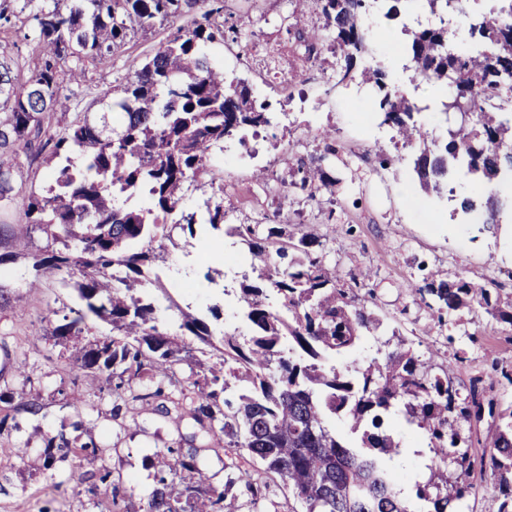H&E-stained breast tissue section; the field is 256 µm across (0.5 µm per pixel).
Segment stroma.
Instances as JSON below:
<instances>
[{
  "label": "stroma",
  "instance_id": "stroma-1",
  "mask_svg": "<svg viewBox=\"0 0 512 512\" xmlns=\"http://www.w3.org/2000/svg\"><path fill=\"white\" fill-rule=\"evenodd\" d=\"M222 5L225 25L250 33L246 46L220 50L226 74L247 80L253 96L269 102L279 118L274 137L253 140V153L232 140L225 142L223 158L212 160L213 182L224 189L225 225L267 217L289 233L303 228L326 235L323 259L340 268L341 287L351 289L357 302L382 320L385 331H397L416 355L432 359L436 373L450 371L461 395L469 394L475 378H488L492 366L512 371V325L481 309L442 324L415 293L428 274L445 278L463 270L498 293L502 303L512 302V223L457 224L449 219L446 199L424 196L407 172L408 149L397 144L382 115L368 117L361 111L359 98L368 87L357 78L339 81L346 61L328 44L317 46L315 67L302 70L295 37L318 24L313 11L296 10L294 0H222ZM165 36L162 29L137 36L112 66L88 67L84 79L65 91L67 112L89 111ZM328 144L335 154L325 155ZM319 156L335 183L316 197L295 189L284 199L264 194L255 184L260 173L271 184L290 179L300 162ZM183 238L182 230H173L153 265L165 287L158 300L169 319L182 309L205 317L214 307L225 333L249 337L234 292L250 271L248 260L238 255L239 244L223 230H211L197 235L187 255L180 249ZM217 247L236 253L233 265L214 259ZM366 268L371 271L367 279L361 276ZM14 270V276L0 281L15 299L13 307L0 311V343L26 359L47 409L22 420L20 430L0 432V512H100L69 465L44 467L45 440L61 430L100 442L103 462L119 473L132 501L146 499L155 487L150 457L154 446L164 442L156 434L158 419L150 407H139L142 432L118 436L112 431L110 399L79 414L55 405L58 390L87 397L100 388L95 377L75 379L68 372L84 341L78 338L61 348L27 342L21 334L23 328L39 330L54 315L68 313L76 304L75 292L56 279L28 292L22 286L27 265L17 262ZM208 272L213 275L209 281L204 278ZM456 350L464 359L453 364L449 358ZM390 432L404 452L389 460V467L407 472L413 481L426 479L427 470L411 451L428 446L427 433L400 416ZM17 442L29 445L21 460L9 455Z\"/></svg>",
  "mask_w": 512,
  "mask_h": 512
}]
</instances>
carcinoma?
Returning <instances> with one entry per match:
<instances>
[{
    "label": "carcinoma",
    "mask_w": 512,
    "mask_h": 512,
    "mask_svg": "<svg viewBox=\"0 0 512 512\" xmlns=\"http://www.w3.org/2000/svg\"><path fill=\"white\" fill-rule=\"evenodd\" d=\"M403 1L440 18L460 4L387 0V10L371 20L365 0H302L316 5L323 23L301 46L310 54L314 42L329 43L344 55L343 78L351 79L356 59L375 42L370 30L398 18ZM40 2L25 30L17 27L15 12L0 7V33L21 37L38 55L25 77L14 58L0 52V213L20 197V154L34 149L46 155L52 184L23 196L20 222L0 223V267L25 260L31 291L50 277L79 271L75 283H62L73 286L81 307L56 320L48 336L57 345L68 343L84 333L89 313L109 323L112 335L83 345L73 372L98 377L100 391L112 398L117 433L140 431L138 402L172 428L150 460L156 487L137 509L129 508L114 470L100 463L101 445L93 438L47 437L45 466L73 458L91 465L79 482L107 512H242L245 505L258 512L273 475L307 512H411L400 497L402 476L381 464V457L400 454L387 424L401 406L406 423L427 432L433 452L427 480L413 485L416 498L431 503V512H450L464 492L458 481L448 482L451 460L464 476L477 464L490 473L489 489L502 498L499 512H512V408L497 409L476 386L460 398L448 372H433L409 349L384 352L364 365L328 362L329 353L352 350L380 321L338 287L340 274L324 263L321 236L313 232L286 236L261 220L234 228L256 273L239 284L251 335L244 342L222 335L206 372L176 384V369L191 347L162 329L158 308L137 288L156 259L153 243L170 238L173 228L188 233L183 248L193 247L196 219L182 208L184 186H208L205 177L224 140L243 143L246 131L272 124L267 105L257 103L244 82L228 79L211 56L225 34L245 42L248 33L224 27L216 18L220 9H208L192 26L173 29L115 96L99 100L101 111L70 120L58 109L66 83L84 78L85 63H112L132 34L175 20L188 0ZM405 32L410 81L446 87L442 112L454 113L462 102L468 118L448 128L442 142L430 140L414 120L417 106L388 85L384 66L364 69L362 80L372 85L378 110L397 127L402 146L413 149L412 172L421 188L449 194L454 217L478 212L483 223L499 224L512 213V161L503 158L512 152V116H505L512 103V21L470 26L465 52L448 49L455 33L445 23ZM297 175V181L266 183L264 191L286 198L297 186L331 183L320 164L302 162ZM204 223L214 230L224 224V196L206 202ZM37 235L45 245L35 244ZM115 269L120 276H113ZM416 294L440 322L478 306L512 326V304L504 309L499 295L463 271L448 279L432 274ZM179 329L214 345L215 333L202 318L184 312ZM3 352L21 386L0 393V431L18 415L45 408L40 393L27 388L26 363ZM56 402L77 413L94 408L62 389ZM328 411L345 416L352 430L363 429L361 447L329 428ZM486 414L497 420L496 430L486 442L491 451L476 462L460 423ZM232 449L224 489L201 487V453Z\"/></svg>",
    "instance_id": "carcinoma-1"
}]
</instances>
